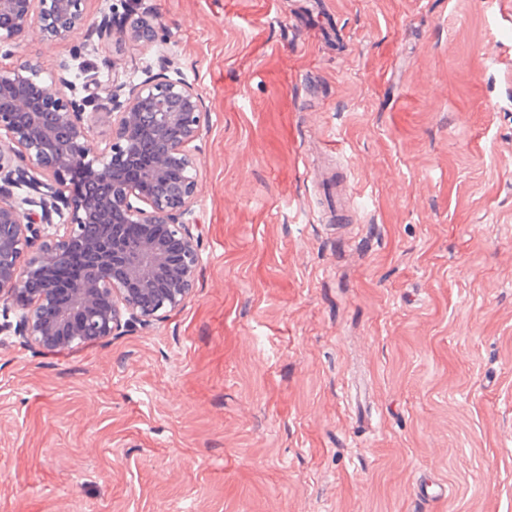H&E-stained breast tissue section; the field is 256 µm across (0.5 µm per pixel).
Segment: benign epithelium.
<instances>
[{
    "instance_id": "7a95c632",
    "label": "benign epithelium",
    "mask_w": 512,
    "mask_h": 512,
    "mask_svg": "<svg viewBox=\"0 0 512 512\" xmlns=\"http://www.w3.org/2000/svg\"><path fill=\"white\" fill-rule=\"evenodd\" d=\"M82 4L0 0V50L35 23L47 38L74 34L86 24ZM123 19L114 10L99 31L166 39L154 26ZM116 66L102 62L112 73ZM100 68L81 69L87 95L69 97L62 89L75 82L67 67L56 88L29 60L0 67V132L8 138L0 143V309L16 315L0 323V333L31 350L148 330L190 297L202 260L192 232L201 95L166 59L138 83H105ZM102 106L112 114V137L96 152L88 130ZM20 187L28 196L18 201ZM129 224L141 232L126 233Z\"/></svg>"
}]
</instances>
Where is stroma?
I'll use <instances>...</instances> for the list:
<instances>
[{"instance_id":"obj_1","label":"stroma","mask_w":512,"mask_h":512,"mask_svg":"<svg viewBox=\"0 0 512 512\" xmlns=\"http://www.w3.org/2000/svg\"><path fill=\"white\" fill-rule=\"evenodd\" d=\"M120 4L167 39L91 32ZM83 9L0 64L172 58L207 108L202 262L146 333L0 334V512H512V0ZM326 139L350 239L309 177Z\"/></svg>"}]
</instances>
